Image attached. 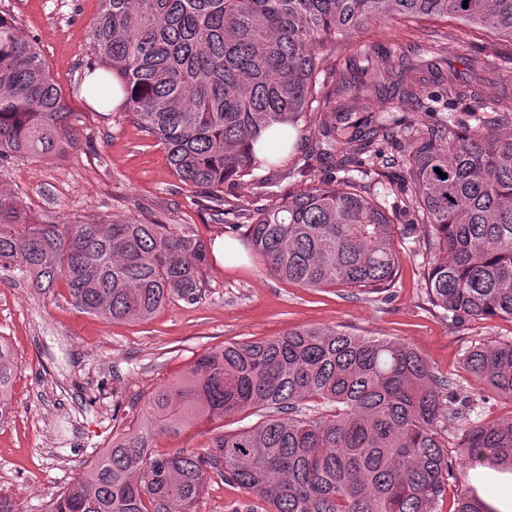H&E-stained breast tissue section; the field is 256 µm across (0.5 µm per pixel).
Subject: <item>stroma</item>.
<instances>
[{
    "mask_svg": "<svg viewBox=\"0 0 512 512\" xmlns=\"http://www.w3.org/2000/svg\"><path fill=\"white\" fill-rule=\"evenodd\" d=\"M79 115L80 145L53 163L13 158L0 167V186L32 202L37 215L61 222L118 214L179 224L207 245L236 241L238 258L211 257L208 289L198 303L168 302L152 319L107 322L75 307L66 289L41 294L0 269V336L18 357L11 398L0 417V489L20 512L49 504L125 425L145 398L174 380L215 346L262 340L307 326L337 327L355 336H387L412 346L454 391L474 401L472 419L512 417V401L484 390L462 368L477 343L512 341V320L455 321L432 305L425 288L430 257L418 234L405 167L392 164L397 145L379 140L385 163L360 177L395 224L401 258L394 285L380 294L339 286L299 287L251 255L244 230L214 223L201 190L179 181L163 145L120 107L89 102L77 85L94 60L88 32L98 0H0ZM322 93L331 104L365 99L377 121L395 130L470 124L468 108L496 90L512 99V43L455 20L372 22L330 49ZM387 68L380 90L365 89L367 73ZM420 79L416 102L402 97ZM316 123L291 132L279 167L224 188L235 206L273 204L297 186V173L316 154ZM266 502L209 475L194 512H267Z\"/></svg>",
    "mask_w": 512,
    "mask_h": 512,
    "instance_id": "1",
    "label": "stroma"
}]
</instances>
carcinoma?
Segmentation results:
<instances>
[{
  "mask_svg": "<svg viewBox=\"0 0 512 512\" xmlns=\"http://www.w3.org/2000/svg\"><path fill=\"white\" fill-rule=\"evenodd\" d=\"M88 40L112 76L92 94L107 107L112 81L124 110L165 146L186 184L204 189L217 224L240 226L224 199L282 160L290 129L310 115L320 54L338 35L396 17L448 18L512 40V0H98ZM471 109L475 125L415 130L403 159L431 255L425 288L449 317L512 319V134ZM332 107L318 127L336 144L360 143L367 160L395 132L372 112ZM77 114L47 71L37 43L0 10V164L52 162L79 145ZM447 177H440L435 169ZM253 253L302 288H389L400 264L383 205L353 177L312 181L246 224ZM205 242L176 224L119 215L43 221L0 188V268L32 288L66 286L72 303L104 320H147L173 299L207 288ZM463 368L512 401V341L480 343ZM18 371L0 340V418ZM410 345L306 327L228 343L201 355L142 404L112 444L60 492L47 512H192L208 472L266 501L267 512H436L462 467L454 512H488L469 470L512 468V418L470 419L469 399L448 396ZM265 407L258 425L224 431L207 452L160 453L156 439L203 420ZM464 421L451 458L439 423Z\"/></svg>",
  "mask_w": 512,
  "mask_h": 512,
  "instance_id": "cac0c4a2",
  "label": "carcinoma"
}]
</instances>
